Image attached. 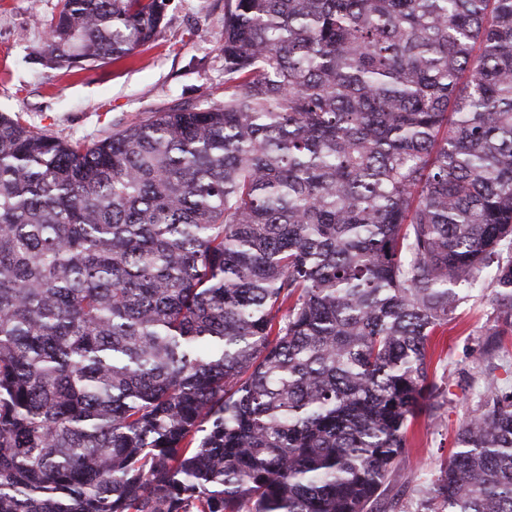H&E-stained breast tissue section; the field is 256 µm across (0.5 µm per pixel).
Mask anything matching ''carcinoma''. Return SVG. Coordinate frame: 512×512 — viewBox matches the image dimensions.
Masks as SVG:
<instances>
[{"mask_svg": "<svg viewBox=\"0 0 512 512\" xmlns=\"http://www.w3.org/2000/svg\"><path fill=\"white\" fill-rule=\"evenodd\" d=\"M167 0H59L119 61ZM224 101L86 144L0 114V512H387L429 343L485 381L415 512H512V0H224ZM503 339L502 348L498 350L493 360L494 365L498 367L494 374L501 382H512V335L504 336Z\"/></svg>", "mask_w": 512, "mask_h": 512, "instance_id": "1", "label": "carcinoma"}]
</instances>
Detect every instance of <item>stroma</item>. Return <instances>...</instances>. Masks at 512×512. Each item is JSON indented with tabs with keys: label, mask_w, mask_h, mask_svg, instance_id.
<instances>
[{
	"label": "stroma",
	"mask_w": 512,
	"mask_h": 512,
	"mask_svg": "<svg viewBox=\"0 0 512 512\" xmlns=\"http://www.w3.org/2000/svg\"><path fill=\"white\" fill-rule=\"evenodd\" d=\"M59 0H0V112L44 133L93 142L174 104L224 98V0H169L155 39L134 56L83 70L34 63L46 38L35 15L56 13ZM494 290L464 292L448 324L432 338L430 371L446 403L408 432L391 487L402 512H415L412 479L434 469L453 446L469 405L475 359L495 321Z\"/></svg>",
	"instance_id": "1"
}]
</instances>
